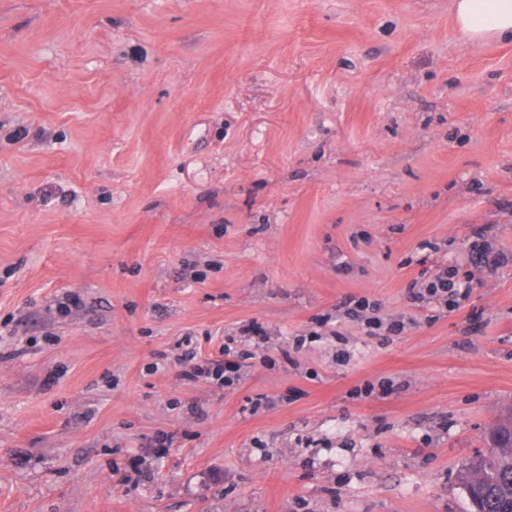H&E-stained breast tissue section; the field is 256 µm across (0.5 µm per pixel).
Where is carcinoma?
I'll return each instance as SVG.
<instances>
[{
    "label": "carcinoma",
    "mask_w": 512,
    "mask_h": 512,
    "mask_svg": "<svg viewBox=\"0 0 512 512\" xmlns=\"http://www.w3.org/2000/svg\"><path fill=\"white\" fill-rule=\"evenodd\" d=\"M459 483L480 497L483 512L512 509V447L494 448L472 458L460 472Z\"/></svg>",
    "instance_id": "carcinoma-1"
}]
</instances>
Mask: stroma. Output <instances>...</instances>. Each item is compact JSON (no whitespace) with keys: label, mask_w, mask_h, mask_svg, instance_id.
Here are the masks:
<instances>
[{"label":"stroma","mask_w":512,"mask_h":512,"mask_svg":"<svg viewBox=\"0 0 512 512\" xmlns=\"http://www.w3.org/2000/svg\"><path fill=\"white\" fill-rule=\"evenodd\" d=\"M229 336L238 379L183 378ZM511 409L512 42L452 0H0V512H471ZM463 283L466 282L458 278L456 267H445L439 271L433 280L420 288L423 291L413 293V296L419 301H436L447 311L448 308L452 310L457 306V302L451 299L452 297L458 295L462 298L466 297L468 286L463 285ZM448 297L450 298L448 299Z\"/></svg>","instance_id":"obj_1"}]
</instances>
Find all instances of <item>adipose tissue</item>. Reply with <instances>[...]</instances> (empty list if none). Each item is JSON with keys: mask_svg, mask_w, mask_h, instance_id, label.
I'll return each mask as SVG.
<instances>
[{"mask_svg": "<svg viewBox=\"0 0 512 512\" xmlns=\"http://www.w3.org/2000/svg\"><path fill=\"white\" fill-rule=\"evenodd\" d=\"M454 23L475 44L512 41V0H453Z\"/></svg>", "mask_w": 512, "mask_h": 512, "instance_id": "ef3b65f1", "label": "adipose tissue"}]
</instances>
